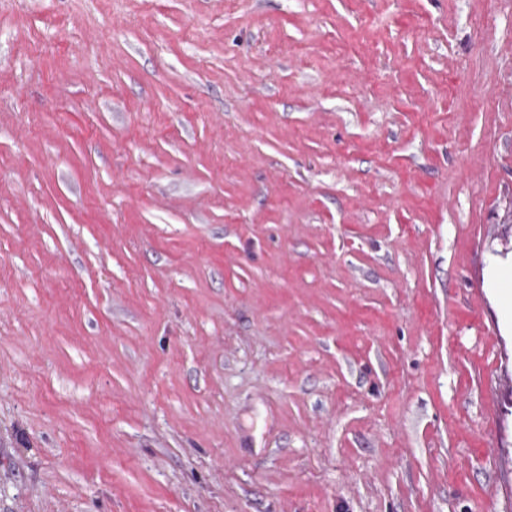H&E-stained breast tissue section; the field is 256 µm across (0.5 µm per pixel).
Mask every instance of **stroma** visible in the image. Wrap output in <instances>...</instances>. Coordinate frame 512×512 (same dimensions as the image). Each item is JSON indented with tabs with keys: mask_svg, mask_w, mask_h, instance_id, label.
I'll use <instances>...</instances> for the list:
<instances>
[{
	"mask_svg": "<svg viewBox=\"0 0 512 512\" xmlns=\"http://www.w3.org/2000/svg\"><path fill=\"white\" fill-rule=\"evenodd\" d=\"M512 0H0V512H512ZM489 286L502 297V313L512 320V261L510 265H495L490 273ZM511 303V308L509 304Z\"/></svg>",
	"mask_w": 512,
	"mask_h": 512,
	"instance_id": "35a3bbf8",
	"label": "stroma"
}]
</instances>
